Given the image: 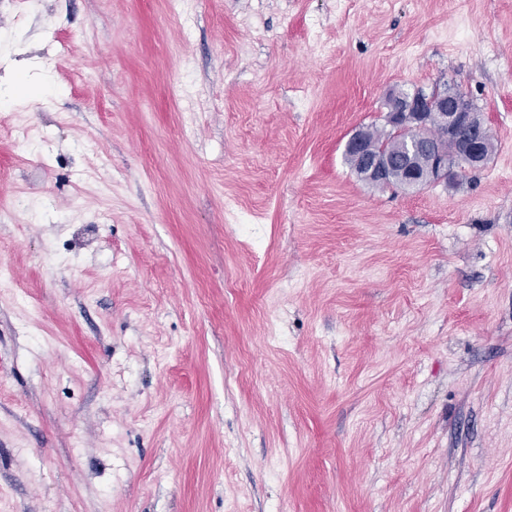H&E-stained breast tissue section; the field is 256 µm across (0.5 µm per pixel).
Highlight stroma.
<instances>
[{"instance_id": "obj_1", "label": "stroma", "mask_w": 512, "mask_h": 512, "mask_svg": "<svg viewBox=\"0 0 512 512\" xmlns=\"http://www.w3.org/2000/svg\"><path fill=\"white\" fill-rule=\"evenodd\" d=\"M1 115L0 512H512V0H0ZM386 107L385 120L391 127L404 130V124L408 121L413 126L408 134L407 149L399 158L388 154L401 152L405 147V137L395 135L392 128L379 129L375 125L366 127L372 149L387 154L366 152L363 150L362 129L353 133L349 140L350 146L367 183L385 187V175L398 169L406 181L405 189H422L442 181L450 182L457 174V164L475 170L487 162L489 155L483 152L481 145L491 138L492 133L464 93L453 89L423 98L399 99L389 96ZM437 117L443 128L442 141L425 144L420 139L422 130ZM416 154L425 159L424 170L415 168L413 156ZM464 172L461 168L458 177H465ZM401 175L393 173L388 186L404 188Z\"/></svg>"}]
</instances>
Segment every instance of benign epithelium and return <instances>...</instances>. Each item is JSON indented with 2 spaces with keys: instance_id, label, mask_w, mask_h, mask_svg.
Listing matches in <instances>:
<instances>
[{
  "instance_id": "1",
  "label": "benign epithelium",
  "mask_w": 512,
  "mask_h": 512,
  "mask_svg": "<svg viewBox=\"0 0 512 512\" xmlns=\"http://www.w3.org/2000/svg\"><path fill=\"white\" fill-rule=\"evenodd\" d=\"M386 122L392 127L405 128L412 123L405 153L397 158L388 154H373L363 150V133L357 130L350 138L363 177L369 184L384 187L385 175L398 170L405 188L422 189L431 184L449 182L455 177V165L470 169L482 168L488 160L483 142L492 136L490 128L474 111L470 98L453 89L440 95L399 99L388 97ZM438 119L443 128L442 141L425 144L420 135L429 121Z\"/></svg>"
}]
</instances>
